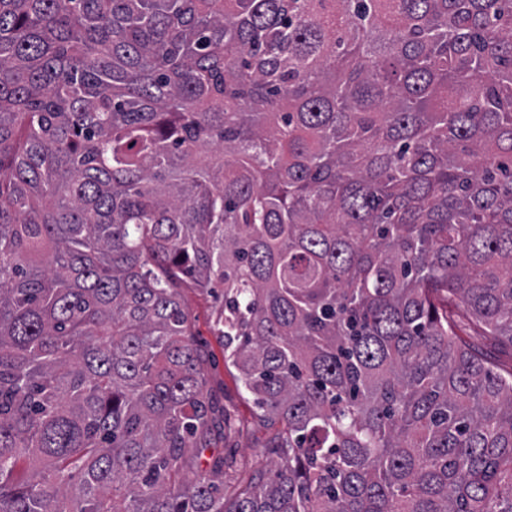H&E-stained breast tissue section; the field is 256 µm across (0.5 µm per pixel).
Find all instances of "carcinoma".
<instances>
[{
  "instance_id": "cac0c4a2",
  "label": "carcinoma",
  "mask_w": 512,
  "mask_h": 512,
  "mask_svg": "<svg viewBox=\"0 0 512 512\" xmlns=\"http://www.w3.org/2000/svg\"><path fill=\"white\" fill-rule=\"evenodd\" d=\"M273 428L239 434L184 292ZM512 0H0V512H512ZM186 296L197 316V326L201 334L197 338L208 346L216 358V365L212 370L214 390L224 402V408L243 431L241 436L232 439L225 447L223 443L219 444L217 448H209L204 451L200 460L201 472H209L212 456L232 454L235 455L238 462H246L254 469L264 471L274 469V462L277 458L271 453V448H265L272 429L263 425L257 417V410L252 399L239 388L235 378L236 371L232 367L224 366L223 347L210 331L209 318L213 306L212 298L199 297L190 292ZM471 346L491 356L494 365L510 366V348L507 344L494 341L491 336H465Z\"/></svg>"
}]
</instances>
